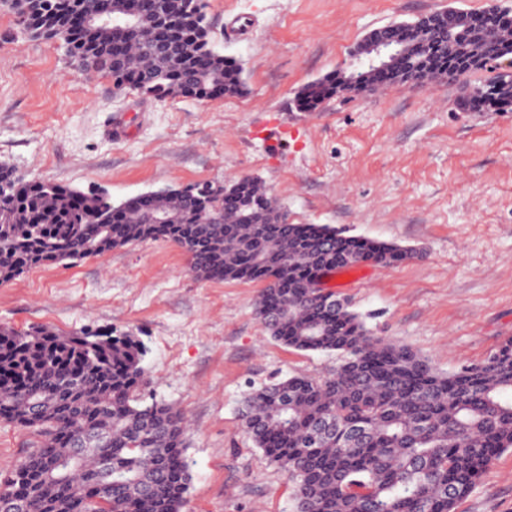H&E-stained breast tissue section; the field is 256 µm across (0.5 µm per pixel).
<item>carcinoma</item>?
<instances>
[{
    "mask_svg": "<svg viewBox=\"0 0 512 512\" xmlns=\"http://www.w3.org/2000/svg\"><path fill=\"white\" fill-rule=\"evenodd\" d=\"M0 2L32 37L59 44L79 75L106 76L160 100L206 101L245 89L241 65L214 45L204 0H142L131 29L82 23L98 0ZM414 25L383 26L381 37L407 44L386 58L393 83L415 71L446 79L448 67L487 43L512 56L504 36L511 10L457 31L455 51L434 67L428 55L448 40V24L423 35L410 33ZM372 45L365 36L354 64L307 85L298 106L317 108L341 82L375 87ZM461 106L512 111V79L492 73L469 87ZM157 213L168 221L157 222ZM149 240L181 248L200 278L261 283L256 314L276 341L341 354L333 376L280 379L245 403L246 433L295 481V512H455L493 456L512 448V340L444 375L372 335L334 292L312 287L315 276L345 271L360 257L394 263L416 252L328 224H290L251 177L116 207L103 192L27 181L0 163V282ZM142 356L131 336L0 327V421L43 437L0 482V504L22 499L25 512H183L192 480L186 419L169 404L143 403Z\"/></svg>",
    "mask_w": 512,
    "mask_h": 512,
    "instance_id": "obj_1",
    "label": "carcinoma"
}]
</instances>
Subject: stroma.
I'll return each mask as SVG.
<instances>
[{
  "mask_svg": "<svg viewBox=\"0 0 512 512\" xmlns=\"http://www.w3.org/2000/svg\"><path fill=\"white\" fill-rule=\"evenodd\" d=\"M215 45L247 90L204 102L158 101L78 76L57 44L35 40L0 5V162L111 196L255 177L295 224L416 251L365 262L327 286L376 336L453 372L512 338V112H467L460 83L387 85L296 99L348 61L369 31L448 8L512 0H207ZM122 138L109 135L114 117ZM259 283L204 280L187 255L144 241L0 282V326L137 337L145 400L189 422L192 483L184 512H294L293 484L240 420L244 397L275 379L326 377L335 353L275 341L256 314ZM0 421V481L36 447ZM455 512H512V449L499 453Z\"/></svg>",
  "mask_w": 512,
  "mask_h": 512,
  "instance_id": "stroma-1",
  "label": "stroma"
}]
</instances>
